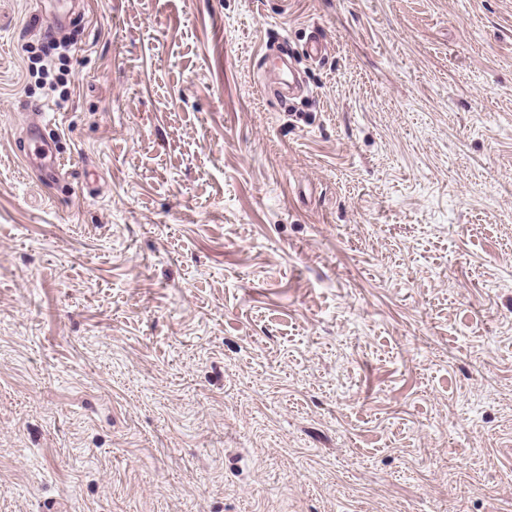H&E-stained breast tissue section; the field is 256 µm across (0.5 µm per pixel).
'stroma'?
Masks as SVG:
<instances>
[{"mask_svg": "<svg viewBox=\"0 0 512 512\" xmlns=\"http://www.w3.org/2000/svg\"><path fill=\"white\" fill-rule=\"evenodd\" d=\"M56 2L0 0V512H512V0ZM27 147L23 155L24 166L37 169L45 182H54L64 167L63 156L56 143H52L45 125L36 123L26 130Z\"/></svg>", "mask_w": 512, "mask_h": 512, "instance_id": "35a3bbf8", "label": "stroma"}]
</instances>
